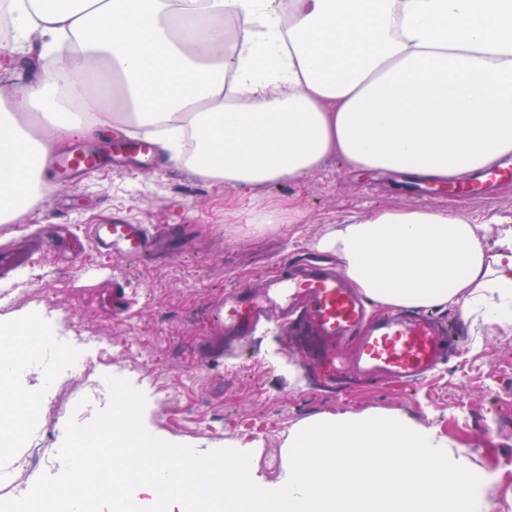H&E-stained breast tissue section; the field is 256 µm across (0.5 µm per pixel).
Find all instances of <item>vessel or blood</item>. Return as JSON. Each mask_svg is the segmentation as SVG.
Masks as SVG:
<instances>
[{
  "label": "vessel or blood",
  "mask_w": 512,
  "mask_h": 512,
  "mask_svg": "<svg viewBox=\"0 0 512 512\" xmlns=\"http://www.w3.org/2000/svg\"><path fill=\"white\" fill-rule=\"evenodd\" d=\"M131 158L142 167L157 168L152 142L127 137L91 149L76 142L67 153L49 157L45 168L54 179L68 183L96 171L104 157ZM87 239L99 250L117 254L132 265L162 253H173L171 237L146 224H93ZM302 310L313 330L337 343L340 357L367 375H383L400 382L429 371L447 347V341L426 317L406 318L398 312L368 320L366 301L346 278L312 268L293 271L282 267L259 295H243L216 305V327L246 334L256 323Z\"/></svg>",
  "instance_id": "vessel-or-blood-1"
}]
</instances>
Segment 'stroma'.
<instances>
[{
    "instance_id": "35a3bbf8",
    "label": "stroma",
    "mask_w": 512,
    "mask_h": 512,
    "mask_svg": "<svg viewBox=\"0 0 512 512\" xmlns=\"http://www.w3.org/2000/svg\"><path fill=\"white\" fill-rule=\"evenodd\" d=\"M464 209L486 222L512 210V182H483L479 195L394 172H362L342 159L314 175L285 180L242 196L166 162L160 170H130L103 162L98 174L68 186H49L44 199L20 218L0 224V254L16 263L0 274V323L31 316L74 338L96 332L99 343L48 349L44 366L76 384L67 396L35 375L15 387L36 388L55 408L30 422L25 436L0 450V499L29 492L41 474L60 475L59 450L68 421L88 425L105 410L100 380L128 381L146 399L150 435L197 452L252 445L250 467L274 480L285 457L284 437L297 421L343 412H399L435 429L453 447L467 449L473 469L487 480L490 512H512V335L485 327L472 336L455 308L430 310L452 333L454 347L426 378L402 384L359 380L326 359L329 344L307 330L277 324L226 343L212 308L241 289L260 290L284 263L336 267L313 244L327 230L379 208ZM273 215V224L256 219ZM112 221L167 224L188 235L181 255L140 266L101 257L93 246L80 255L48 252L47 242L68 228ZM125 290L112 308L115 286ZM40 436L52 464L23 461L27 438Z\"/></svg>"
}]
</instances>
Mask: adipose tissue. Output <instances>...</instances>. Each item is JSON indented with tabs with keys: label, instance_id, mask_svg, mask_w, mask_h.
<instances>
[{
	"label": "adipose tissue",
	"instance_id": "1",
	"mask_svg": "<svg viewBox=\"0 0 512 512\" xmlns=\"http://www.w3.org/2000/svg\"><path fill=\"white\" fill-rule=\"evenodd\" d=\"M14 46L52 58L0 99V223L44 196L78 136L151 129L169 161L253 191L352 168L447 181L512 156V0H8ZM245 26L227 45L224 21ZM232 74L237 102L224 95ZM37 122H28L30 112ZM381 208L316 242L375 307L460 309L512 334V213ZM49 326H0V446L38 403L14 390Z\"/></svg>",
	"mask_w": 512,
	"mask_h": 512
}]
</instances>
